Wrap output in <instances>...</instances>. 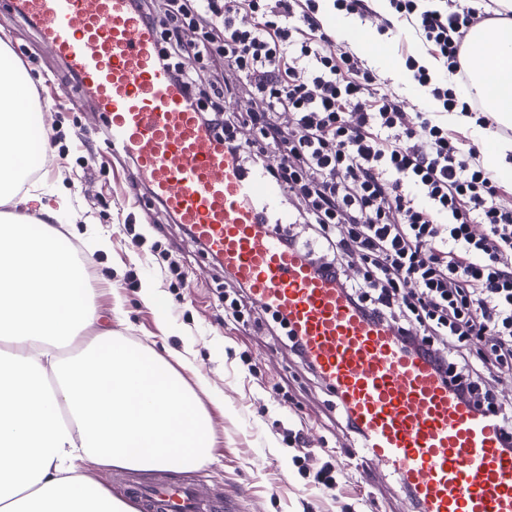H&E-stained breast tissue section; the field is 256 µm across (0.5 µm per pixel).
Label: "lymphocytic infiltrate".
Instances as JSON below:
<instances>
[{
    "label": "lymphocytic infiltrate",
    "mask_w": 512,
    "mask_h": 512,
    "mask_svg": "<svg viewBox=\"0 0 512 512\" xmlns=\"http://www.w3.org/2000/svg\"><path fill=\"white\" fill-rule=\"evenodd\" d=\"M165 2L157 62L200 122L249 168L278 155L270 175L323 250L304 251L310 264L365 317L402 330L407 350L450 378L460 400L501 412L512 452V413L486 385L512 370V210L498 204L506 188L478 147L448 125L458 109L489 122L463 54L473 21L497 19L496 0L486 12L462 0H389L378 32L412 27L441 64L436 78L420 56L405 58L438 112L405 111L379 87L361 54L325 27L320 0ZM206 56L223 61V81L206 86L187 69L186 58ZM239 94L254 108L227 111L224 99ZM247 122L258 137L243 151L236 130ZM356 259L363 273L354 280L346 268ZM475 336L489 347L474 358L466 343Z\"/></svg>",
    "instance_id": "lymphocytic-infiltrate-1"
}]
</instances>
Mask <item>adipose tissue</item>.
Masks as SVG:
<instances>
[{
  "instance_id": "ef3b65f1",
  "label": "adipose tissue",
  "mask_w": 512,
  "mask_h": 512,
  "mask_svg": "<svg viewBox=\"0 0 512 512\" xmlns=\"http://www.w3.org/2000/svg\"><path fill=\"white\" fill-rule=\"evenodd\" d=\"M465 54L478 67L471 86L492 123L476 130L484 166L512 177V141L497 126L512 124V19L474 30ZM23 79L0 80V512L24 501L48 512H135L103 485L78 471V462L137 471L188 470L204 465L211 448L209 418L195 390L171 364L138 351L111 333L89 353L62 367L58 339L78 335L95 320L80 288L82 269L52 224L39 234H14V221L54 216L37 190H23L28 174L12 158L14 143L43 125L39 112H21ZM57 386L46 390L48 376Z\"/></svg>"
}]
</instances>
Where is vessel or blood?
I'll return each mask as SVG.
<instances>
[{
  "mask_svg": "<svg viewBox=\"0 0 512 512\" xmlns=\"http://www.w3.org/2000/svg\"><path fill=\"white\" fill-rule=\"evenodd\" d=\"M76 90L104 117L107 151L134 162L132 178L256 306L284 314L324 386L360 431L347 464H379L409 512H512V454L492 412L459 400L394 327L369 320L335 281L284 249L267 215L282 190L262 169L244 170L201 124L156 61L158 34L130 0H14ZM140 512H209L185 484L138 490Z\"/></svg>",
  "mask_w": 512,
  "mask_h": 512,
  "instance_id": "b4317fda",
  "label": "vessel or blood"
}]
</instances>
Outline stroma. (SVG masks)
<instances>
[{"instance_id": "stroma-1", "label": "stroma", "mask_w": 512, "mask_h": 512, "mask_svg": "<svg viewBox=\"0 0 512 512\" xmlns=\"http://www.w3.org/2000/svg\"><path fill=\"white\" fill-rule=\"evenodd\" d=\"M364 20H349L346 41L364 55L382 87L404 100L406 111L426 109L407 80L405 52H418L412 28L385 37L391 64L379 66L366 45ZM6 32L11 56L33 87L61 82L65 72L42 43L37 29L0 0V32ZM100 114L90 104L57 108L44 115V128L58 131L59 145L49 147L35 179L47 204L65 198L62 233L84 267L85 285L96 321L58 354L68 363L94 342L102 328L136 348L155 351L171 363L189 359L181 374L188 384L207 381L198 397L208 411L214 448L208 463L185 471L141 472L93 467L92 475L112 494L126 498L130 487L160 479L193 485L205 498L243 512H361L360 492L372 491L376 512H407L404 495L380 467L345 470L343 500L304 493L303 470H318L326 450L346 451L351 441L345 422L321 380L291 353L288 340L270 316L238 329L225 326L224 269L191 241L183 225L166 216L144 185H130L126 172L112 164H85L73 147L76 134L98 150L94 136ZM153 284L151 300L141 289ZM167 307L159 314L155 303ZM303 430L311 453L293 462L288 433Z\"/></svg>"}]
</instances>
